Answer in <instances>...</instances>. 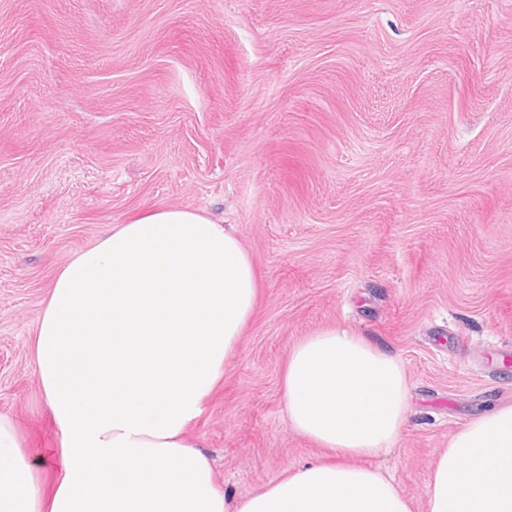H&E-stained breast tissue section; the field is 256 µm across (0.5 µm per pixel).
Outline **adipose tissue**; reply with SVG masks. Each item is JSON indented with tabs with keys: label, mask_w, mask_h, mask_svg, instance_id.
Masks as SVG:
<instances>
[{
	"label": "adipose tissue",
	"mask_w": 512,
	"mask_h": 512,
	"mask_svg": "<svg viewBox=\"0 0 512 512\" xmlns=\"http://www.w3.org/2000/svg\"><path fill=\"white\" fill-rule=\"evenodd\" d=\"M258 272L232 225L158 207L58 271L35 363L63 466L43 493L0 417V512H413L371 466L402 434L411 389L398 355L322 329L288 352L292 428L318 462L228 505L187 431L257 305ZM427 512H512V406L468 421L433 465Z\"/></svg>",
	"instance_id": "adipose-tissue-1"
}]
</instances>
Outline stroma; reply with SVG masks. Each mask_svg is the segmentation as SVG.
I'll list each match as a JSON object with an SVG mask.
<instances>
[{
	"mask_svg": "<svg viewBox=\"0 0 512 512\" xmlns=\"http://www.w3.org/2000/svg\"><path fill=\"white\" fill-rule=\"evenodd\" d=\"M160 206L233 225L261 271L188 432L227 498L323 456L284 372L339 327L404 364L408 421L371 464L424 507L437 452L512 404V0H0V415L43 492L54 278Z\"/></svg>",
	"mask_w": 512,
	"mask_h": 512,
	"instance_id": "obj_1",
	"label": "stroma"
}]
</instances>
